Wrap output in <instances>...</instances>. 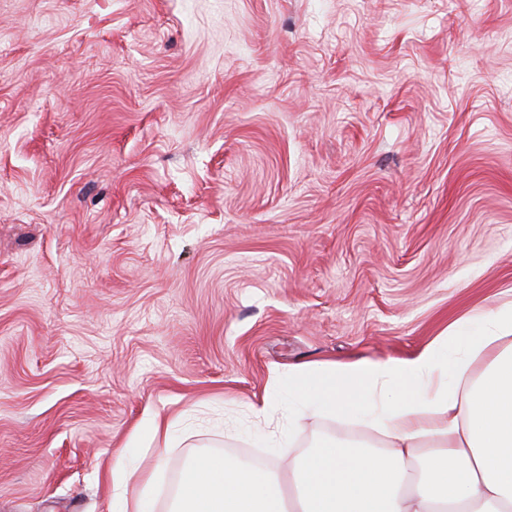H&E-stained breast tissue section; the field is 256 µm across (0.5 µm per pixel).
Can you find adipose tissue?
Segmentation results:
<instances>
[{
	"label": "adipose tissue",
	"instance_id": "ef3b65f1",
	"mask_svg": "<svg viewBox=\"0 0 512 512\" xmlns=\"http://www.w3.org/2000/svg\"><path fill=\"white\" fill-rule=\"evenodd\" d=\"M289 421L358 419L374 442L317 441L278 462L193 459L170 512H512V304L456 321L408 358L308 361L274 372L257 420L280 396ZM153 478L112 462L118 512H149Z\"/></svg>",
	"mask_w": 512,
	"mask_h": 512
}]
</instances>
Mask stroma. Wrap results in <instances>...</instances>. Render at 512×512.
I'll use <instances>...</instances> for the list:
<instances>
[{
	"label": "stroma",
	"instance_id": "obj_1",
	"mask_svg": "<svg viewBox=\"0 0 512 512\" xmlns=\"http://www.w3.org/2000/svg\"><path fill=\"white\" fill-rule=\"evenodd\" d=\"M512 302V0H0V512L290 445L271 372ZM192 409L163 465L132 433Z\"/></svg>",
	"mask_w": 512,
	"mask_h": 512
}]
</instances>
